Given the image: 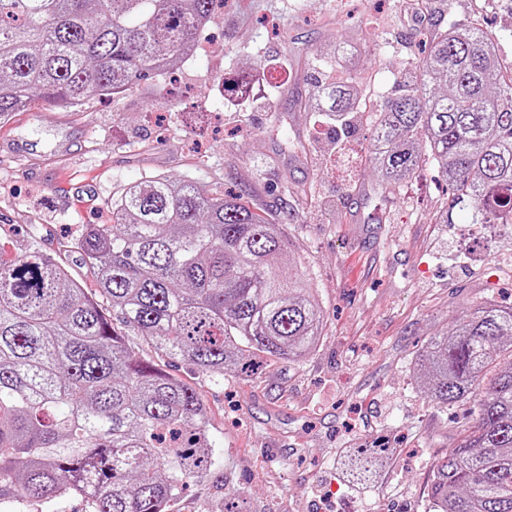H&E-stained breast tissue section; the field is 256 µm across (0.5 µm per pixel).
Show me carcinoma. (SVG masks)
<instances>
[{
  "label": "carcinoma",
  "mask_w": 512,
  "mask_h": 512,
  "mask_svg": "<svg viewBox=\"0 0 512 512\" xmlns=\"http://www.w3.org/2000/svg\"><path fill=\"white\" fill-rule=\"evenodd\" d=\"M217 0H0V121L38 99L77 108L188 55ZM488 36L451 27L419 77L373 113L371 163L393 191L433 162L472 224H512V76ZM319 110L363 111L351 80L323 85ZM73 248L91 294L39 250L0 247V505L75 497L85 512H168L210 473L201 394L132 351L124 327L210 382L247 358L301 360L322 312L280 258V225L242 194L146 175ZM430 401L471 404L476 425L433 463L428 512H512V306L480 302L416 356ZM386 444L339 462L372 483Z\"/></svg>",
  "instance_id": "cac0c4a2"
}]
</instances>
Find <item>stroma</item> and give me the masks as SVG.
<instances>
[{
    "mask_svg": "<svg viewBox=\"0 0 512 512\" xmlns=\"http://www.w3.org/2000/svg\"><path fill=\"white\" fill-rule=\"evenodd\" d=\"M475 21L512 72V0H224L223 19L202 31L199 57L178 76V107L167 85L138 79L124 102L65 110L39 100L0 125V139L34 143L22 161H0V244L10 253L38 248L95 290L71 246L81 225L107 223L105 201L144 172L189 176L247 194L283 226V266L325 313L305 358L249 377L228 370L216 384L128 334L208 410L211 473L170 512H224L228 499L242 512H425L432 464L467 414L429 402L415 357L473 303L512 304V224L471 223L431 164L382 190L368 114L338 134L328 113L300 102L333 71L383 101L435 29ZM258 68L266 83L225 108L212 78ZM65 138L69 156L44 150ZM379 438L392 449L386 466L370 486H352L341 456Z\"/></svg>",
    "mask_w": 512,
    "mask_h": 512,
    "instance_id": "obj_1",
    "label": "stroma"
}]
</instances>
